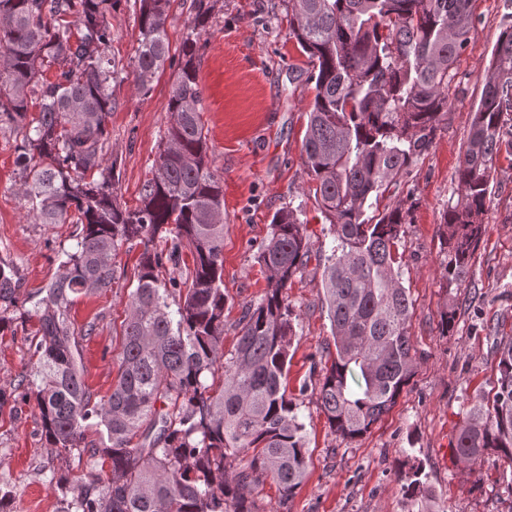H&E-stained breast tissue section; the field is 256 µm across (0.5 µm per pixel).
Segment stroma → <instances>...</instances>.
<instances>
[{"mask_svg":"<svg viewBox=\"0 0 512 512\" xmlns=\"http://www.w3.org/2000/svg\"><path fill=\"white\" fill-rule=\"evenodd\" d=\"M209 20L199 40L201 123L211 169L224 184V349L233 351L244 305L261 301L267 273L258 260L275 212L297 208L314 253L288 290L296 315L289 349L288 390L300 403L310 464L290 503L271 479L255 496L261 512H408L398 479L418 464L447 512H512V465L486 461L467 467L451 445L467 412L491 393L499 376V343L512 336V162L500 160L490 185L486 232L463 274L447 277L439 226L460 194L458 157L470 110L487 79L492 51L512 26V0H472V39L458 57L449 91L451 108L428 153L388 204L413 201L411 222L396 251L413 314L409 334L415 374L392 409L363 437L334 435L317 403L321 374L335 350L323 302L317 253L328 250L330 224L308 193L302 140L314 97L313 68L297 48L283 0H205ZM137 0L113 12L109 50L119 76L111 83L115 106L108 119L106 157L116 165L122 205L140 203L145 181L165 143L167 105L179 53L195 14L193 0H171L166 24L170 57L139 92L134 81ZM19 131L0 128V260L13 264L22 293L40 294L58 271V252L69 247L71 224H38L20 189L15 163ZM142 245L122 247L110 290L78 295L69 311L79 335L78 362L94 399L107 398L118 377L129 293L136 286ZM454 320L441 328L440 313ZM38 320L27 306L8 313L0 329V494L6 512H62L84 460L50 448L31 388ZM64 486L51 484L52 475Z\"/></svg>","mask_w":512,"mask_h":512,"instance_id":"stroma-1","label":"stroma"}]
</instances>
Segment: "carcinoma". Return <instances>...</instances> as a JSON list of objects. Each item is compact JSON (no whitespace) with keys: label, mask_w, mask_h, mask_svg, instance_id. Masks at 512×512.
<instances>
[{"label":"carcinoma","mask_w":512,"mask_h":512,"mask_svg":"<svg viewBox=\"0 0 512 512\" xmlns=\"http://www.w3.org/2000/svg\"><path fill=\"white\" fill-rule=\"evenodd\" d=\"M285 2L292 35L314 67L301 156L333 237L322 286L335 356L318 401L331 431L355 439L414 375L413 304L394 252L411 208L367 210L399 189L450 110L455 62L471 42L470 0ZM120 5L0 0V86L8 88L0 126L24 131L20 190L36 222L77 225L75 243L61 251L60 273L35 304L38 414L51 447L76 450L89 469L107 463L111 471L106 480L97 473L80 483L65 512H262L258 478H271L289 502L309 463L299 404L282 383L294 335L288 288L311 259L306 225L289 207L273 215L259 251L267 291L244 307L236 347L224 357V186L211 171L199 110L206 16L195 14L181 45L166 145L130 209L114 194V167L103 155L117 74L108 16ZM169 7L170 0H139L134 79L141 90L169 59ZM72 14L81 19L75 32ZM52 67L54 80L43 78ZM32 104L39 115L29 121ZM511 114L509 27L471 110L458 166L461 196L442 217L450 276L467 267L486 231L492 176L501 155L512 157ZM159 237L164 250L153 247ZM129 244L143 252L127 303L120 377L94 402L77 366L68 308L77 294L112 287L114 259ZM185 250L193 269L184 281ZM167 265L171 274L162 279ZM20 288L14 267L0 261V326ZM499 353L496 392L469 410L454 437L452 451L464 464L496 458L512 465V338ZM92 418L106 440L87 446L83 423ZM400 479L417 512H445L419 469Z\"/></svg>","instance_id":"1"}]
</instances>
